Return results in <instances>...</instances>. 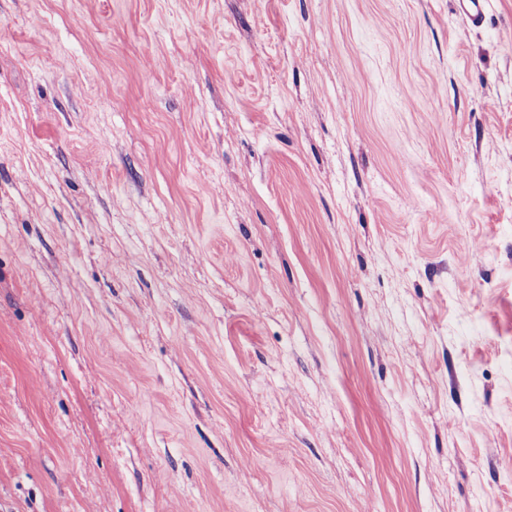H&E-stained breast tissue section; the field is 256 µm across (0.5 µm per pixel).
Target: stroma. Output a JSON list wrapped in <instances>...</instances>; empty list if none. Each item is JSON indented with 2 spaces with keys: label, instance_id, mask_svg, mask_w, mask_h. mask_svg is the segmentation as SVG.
<instances>
[{
  "label": "stroma",
  "instance_id": "35a3bbf8",
  "mask_svg": "<svg viewBox=\"0 0 512 512\" xmlns=\"http://www.w3.org/2000/svg\"><path fill=\"white\" fill-rule=\"evenodd\" d=\"M0 512H512V0H0Z\"/></svg>",
  "mask_w": 512,
  "mask_h": 512
}]
</instances>
